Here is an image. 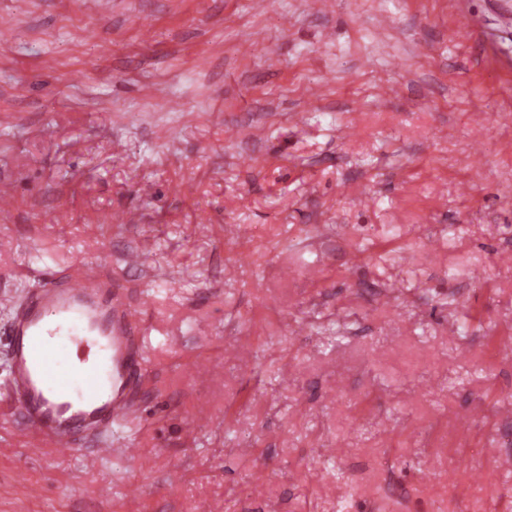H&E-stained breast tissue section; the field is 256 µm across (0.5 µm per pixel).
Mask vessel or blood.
I'll use <instances>...</instances> for the list:
<instances>
[{
	"label": "vessel or blood",
	"mask_w": 512,
	"mask_h": 512,
	"mask_svg": "<svg viewBox=\"0 0 512 512\" xmlns=\"http://www.w3.org/2000/svg\"><path fill=\"white\" fill-rule=\"evenodd\" d=\"M11 312L6 385L17 446L80 456L96 469L113 452L105 431L131 414L132 385L144 379L141 314L111 268L83 261L68 275L51 270L24 301L0 295ZM98 439L80 448L81 436Z\"/></svg>",
	"instance_id": "b4317fda"
}]
</instances>
